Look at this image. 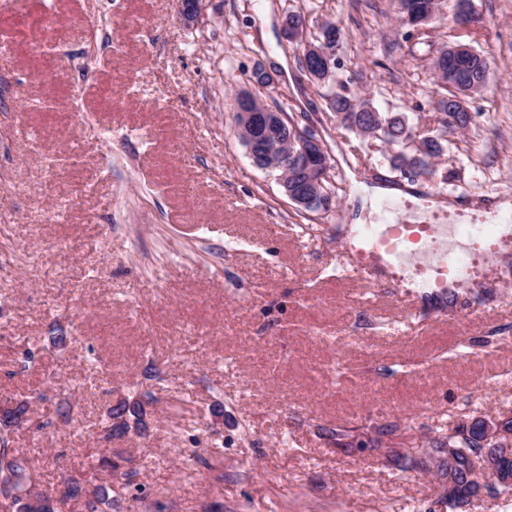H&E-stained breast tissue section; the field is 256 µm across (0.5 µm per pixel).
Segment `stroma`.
Segmentation results:
<instances>
[{"instance_id":"35a3bbf8","label":"stroma","mask_w":512,"mask_h":512,"mask_svg":"<svg viewBox=\"0 0 512 512\" xmlns=\"http://www.w3.org/2000/svg\"><path fill=\"white\" fill-rule=\"evenodd\" d=\"M473 3L468 42L493 60L489 88L451 137V178L415 183L486 224L493 199L512 197V0ZM295 4L306 38L339 27L353 92L436 129L430 61L459 38L451 17L414 34L397 0ZM284 5L203 0L188 21L179 0H27L0 16V74L33 104L0 120V404L30 402L15 446L45 492L104 483L114 512H448L428 476L368 439L386 432L409 454L445 439L450 407L512 412V234L451 307L410 289L424 278L413 267L393 287L349 276L360 224L385 221L363 185L407 180L381 141L337 125L284 35ZM39 21L37 54L26 34ZM77 53L95 58L78 86ZM243 92L287 99L320 134L338 187L328 213L298 214L277 172L252 166L230 109ZM132 390L151 396L146 429L101 440ZM339 427L345 452L321 437ZM104 447L132 479L101 472Z\"/></svg>"}]
</instances>
